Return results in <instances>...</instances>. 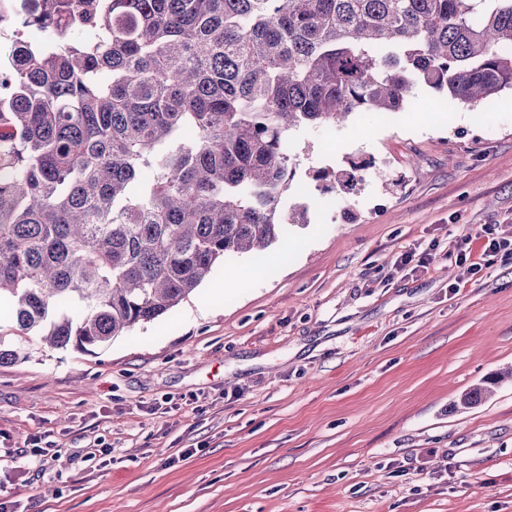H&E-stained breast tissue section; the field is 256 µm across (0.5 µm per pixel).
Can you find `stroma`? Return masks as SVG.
<instances>
[{
  "label": "stroma",
  "instance_id": "obj_1",
  "mask_svg": "<svg viewBox=\"0 0 512 512\" xmlns=\"http://www.w3.org/2000/svg\"><path fill=\"white\" fill-rule=\"evenodd\" d=\"M288 154L305 223L154 321L54 349L0 299V512H512V380L451 407L512 368V257L450 251L512 237V92L419 86ZM470 239H462L454 245V251L457 253V260L461 264H467L472 270H479L482 266L485 257L495 256L503 252V256H512V239L499 238L492 239L489 243L488 249H485L483 253L476 259L472 257V249L470 247Z\"/></svg>",
  "mask_w": 512,
  "mask_h": 512
}]
</instances>
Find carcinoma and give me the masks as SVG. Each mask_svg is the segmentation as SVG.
I'll return each mask as SVG.
<instances>
[{"instance_id":"carcinoma-1","label":"carcinoma","mask_w":512,"mask_h":512,"mask_svg":"<svg viewBox=\"0 0 512 512\" xmlns=\"http://www.w3.org/2000/svg\"><path fill=\"white\" fill-rule=\"evenodd\" d=\"M0 22V297L52 348L162 316L298 223L289 132L418 85L512 90V0H0Z\"/></svg>"}]
</instances>
